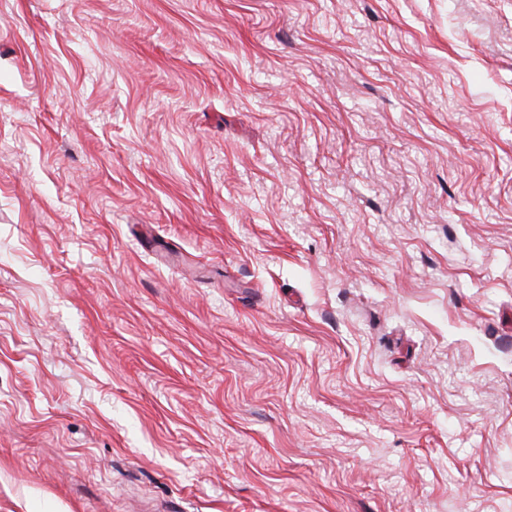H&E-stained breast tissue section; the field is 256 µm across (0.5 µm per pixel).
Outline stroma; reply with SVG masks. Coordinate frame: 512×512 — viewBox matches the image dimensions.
Wrapping results in <instances>:
<instances>
[{
	"mask_svg": "<svg viewBox=\"0 0 512 512\" xmlns=\"http://www.w3.org/2000/svg\"><path fill=\"white\" fill-rule=\"evenodd\" d=\"M0 512H512V0H0Z\"/></svg>",
	"mask_w": 512,
	"mask_h": 512,
	"instance_id": "obj_1",
	"label": "stroma"
}]
</instances>
